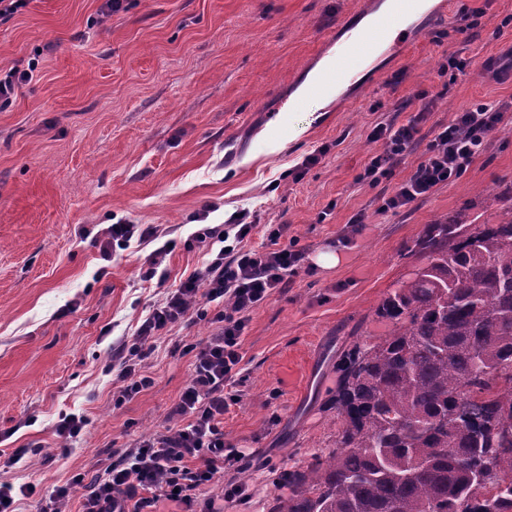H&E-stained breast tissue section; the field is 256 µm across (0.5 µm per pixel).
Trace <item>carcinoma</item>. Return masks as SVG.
<instances>
[{"mask_svg":"<svg viewBox=\"0 0 512 512\" xmlns=\"http://www.w3.org/2000/svg\"><path fill=\"white\" fill-rule=\"evenodd\" d=\"M416 246L375 311L389 331L342 359L336 448L272 512H512V208Z\"/></svg>","mask_w":512,"mask_h":512,"instance_id":"1","label":"carcinoma"}]
</instances>
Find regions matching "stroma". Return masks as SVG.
I'll use <instances>...</instances> for the list:
<instances>
[{
    "label": "stroma",
    "instance_id": "stroma-1",
    "mask_svg": "<svg viewBox=\"0 0 512 512\" xmlns=\"http://www.w3.org/2000/svg\"><path fill=\"white\" fill-rule=\"evenodd\" d=\"M103 5L30 0L0 22V71L38 62L0 108V449L25 451L0 469V482L34 485L18 510L40 512L55 487L103 472L107 450L176 426L169 413L192 373L179 347L212 328L188 320L163 333L146 361L152 386L113 405L112 344L131 336L163 290L140 280L151 246L105 263L80 231L174 227L173 285L205 259L183 242L211 204V224L253 212L251 246L266 244L265 225L284 224L304 253L288 289L251 315L246 379L224 415L226 440L254 455L236 475L252 497L224 512H270L290 493L288 472L335 448L330 401L341 359L353 342L388 331L375 310L420 263L425 226L464 207L493 224L512 206L501 197L512 186V112L457 180L399 213L381 212L382 197L420 150L377 185L361 179L380 149L368 139L372 127L406 122L420 94L436 101L425 137L456 112L512 102V0H448L446 17L420 24L413 47L375 56L312 115L293 111L294 95L335 52L344 26L365 23L367 0H127L108 17ZM476 7L483 16L459 33ZM452 55L473 58L475 68L449 70ZM491 57L499 74L479 68ZM322 145L327 153L296 175ZM358 213L365 222L354 233L348 223ZM322 251L337 253L338 264L316 266ZM300 356L312 377L295 397L281 375ZM62 411L90 420L66 442L53 433Z\"/></svg>",
    "mask_w": 512,
    "mask_h": 512
}]
</instances>
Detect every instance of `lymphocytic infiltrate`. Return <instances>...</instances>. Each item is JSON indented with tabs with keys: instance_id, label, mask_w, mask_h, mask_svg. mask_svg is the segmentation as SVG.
Listing matches in <instances>:
<instances>
[{
	"instance_id": "f902f5d3",
	"label": "lymphocytic infiltrate",
	"mask_w": 512,
	"mask_h": 512,
	"mask_svg": "<svg viewBox=\"0 0 512 512\" xmlns=\"http://www.w3.org/2000/svg\"><path fill=\"white\" fill-rule=\"evenodd\" d=\"M434 106V101H425L406 124L380 122L371 129L369 139L380 150L366 166L365 180L375 185L393 174L413 149L419 125ZM511 108L505 103L480 104L433 127L417 166L384 197L381 212H399L458 179ZM208 215V210L199 212L202 225L185 242L189 248H208L206 263L177 287L168 288L132 339L112 348L119 382L115 400L121 403L151 387L153 379L144 362L158 336L188 318L213 325L205 341L186 347L192 355V374L171 410L179 424L124 449L119 460L94 479L81 512H156L162 500L178 505L179 512H223L217 500H199L197 490L213 484L224 471L240 472L249 465L250 455L224 438V415L238 403L235 388L244 378L242 336L255 309L285 291L298 275L303 254L294 243L285 242L286 225H267L268 244L255 249L247 245L255 228L249 211L239 210L222 224L208 223ZM159 236L153 225L113 224L102 230L94 245L108 261L115 249Z\"/></svg>"
}]
</instances>
